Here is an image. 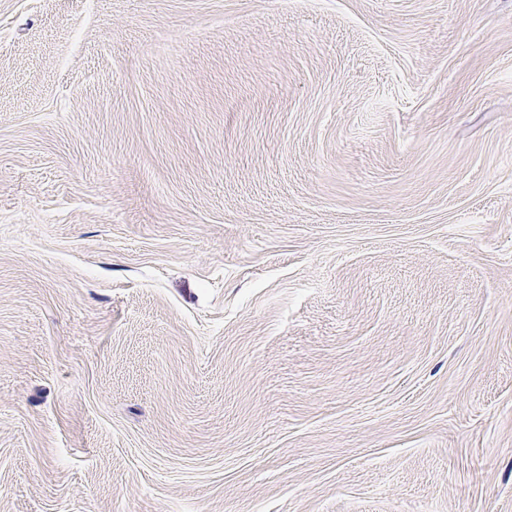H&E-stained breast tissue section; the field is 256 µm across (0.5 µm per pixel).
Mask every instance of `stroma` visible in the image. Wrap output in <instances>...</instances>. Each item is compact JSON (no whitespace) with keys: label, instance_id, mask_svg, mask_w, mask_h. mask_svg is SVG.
<instances>
[{"label":"stroma","instance_id":"35a3bbf8","mask_svg":"<svg viewBox=\"0 0 512 512\" xmlns=\"http://www.w3.org/2000/svg\"><path fill=\"white\" fill-rule=\"evenodd\" d=\"M0 512H512V0H0Z\"/></svg>","mask_w":512,"mask_h":512}]
</instances>
